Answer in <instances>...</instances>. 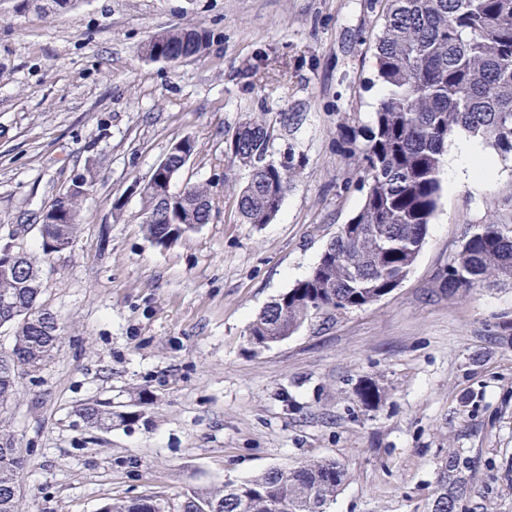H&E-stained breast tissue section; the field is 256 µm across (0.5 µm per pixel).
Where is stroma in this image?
I'll list each match as a JSON object with an SVG mask.
<instances>
[{
    "label": "stroma",
    "mask_w": 512,
    "mask_h": 512,
    "mask_svg": "<svg viewBox=\"0 0 512 512\" xmlns=\"http://www.w3.org/2000/svg\"><path fill=\"white\" fill-rule=\"evenodd\" d=\"M381 24L374 0H72L44 14L0 0V244L37 260L42 302L63 324L51 362L0 406V437L27 460L23 512L179 500L322 458L348 470L327 512H429L454 450L472 475L462 512H512V286H441L468 227L492 212L512 221V161L495 160L483 188L442 191L391 294L262 353L247 344L255 316L310 274L362 204L344 137L383 95ZM170 27L204 30L206 53L144 59ZM249 120L273 127L271 160L296 165L267 224L240 217L250 171L225 161ZM188 136L196 151L172 189L208 187L215 207L159 246L142 232L139 189ZM88 166L81 232L43 257L36 219ZM95 400L134 421L86 427L77 410Z\"/></svg>",
    "instance_id": "1"
}]
</instances>
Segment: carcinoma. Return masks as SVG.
I'll return each instance as SVG.
<instances>
[{
  "label": "carcinoma",
  "mask_w": 512,
  "mask_h": 512,
  "mask_svg": "<svg viewBox=\"0 0 512 512\" xmlns=\"http://www.w3.org/2000/svg\"><path fill=\"white\" fill-rule=\"evenodd\" d=\"M383 25L375 42L376 71L384 94L363 143L352 147L363 202L324 249L311 273L264 307L247 330L249 339L291 336L314 317L332 320L390 294L407 277L426 239L441 195L440 173L448 137L458 129L512 160V0H382ZM271 130L249 120L236 131L230 162L251 158V179L237 198L249 224H268L279 213L296 167L268 159ZM96 174L83 169L71 181L66 201L42 210L39 234L45 258L69 250L81 230L80 202ZM155 214L143 220L147 238L159 244L206 224L213 209L209 190L186 184L163 199L143 195ZM39 266L23 256L22 266L0 264V323L15 329L10 353L0 354V405L19 392V379L45 365L61 340L57 316L45 308L43 289L28 277ZM449 292L512 283V223L494 213L465 233L442 276ZM87 426L110 429L129 415L109 402L78 409ZM26 464L22 449L0 442V512H21L18 477ZM347 476L343 462L313 460L275 467L249 480L228 482L218 491L175 502L162 495L114 499L102 512H327ZM464 461L451 453L438 471L430 512H458L469 495Z\"/></svg>",
  "instance_id": "cac0c4a2"
}]
</instances>
